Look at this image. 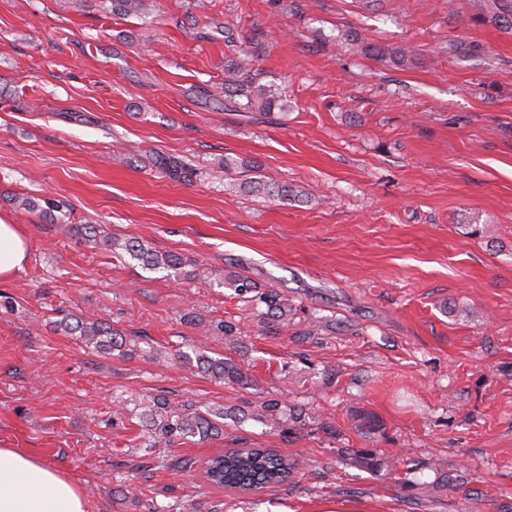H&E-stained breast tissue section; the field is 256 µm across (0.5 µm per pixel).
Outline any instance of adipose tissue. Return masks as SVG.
Masks as SVG:
<instances>
[{"mask_svg": "<svg viewBox=\"0 0 512 512\" xmlns=\"http://www.w3.org/2000/svg\"><path fill=\"white\" fill-rule=\"evenodd\" d=\"M28 243L17 225L0 219V279L23 270ZM0 512H88L78 487L47 462L0 448Z\"/></svg>", "mask_w": 512, "mask_h": 512, "instance_id": "adipose-tissue-1", "label": "adipose tissue"}]
</instances>
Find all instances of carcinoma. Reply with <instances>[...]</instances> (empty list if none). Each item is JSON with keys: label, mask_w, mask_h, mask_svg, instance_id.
<instances>
[{"label": "carcinoma", "mask_w": 512, "mask_h": 512, "mask_svg": "<svg viewBox=\"0 0 512 512\" xmlns=\"http://www.w3.org/2000/svg\"><path fill=\"white\" fill-rule=\"evenodd\" d=\"M479 18L485 22L512 32V0H477ZM112 13L123 16H146L150 13L149 0H112ZM241 59L227 62L224 72V108L235 112L260 113L269 115L274 110L288 109L287 96L273 83L261 82V74L250 67L248 53L240 51ZM156 164L166 176L181 180L194 174V169L178 158H162ZM242 171L247 178L240 183L245 191L261 193L281 201H300L307 194L294 187L281 185L261 174L258 164L238 162L224 158V172ZM18 206L26 211H38L55 224H63L70 218V205L63 199L17 197ZM72 230L82 235L86 242L96 247L112 248L117 257L127 255L141 268L151 272H176L184 262L170 252H160L137 238L120 240L109 235H100L90 224H76ZM224 287L236 294H251L250 301L266 307V314L282 315L288 308V298L271 291L260 292L255 283L247 278L229 273L224 275ZM65 332L79 337L103 353L127 345L123 335L105 322H85L66 317L59 322ZM197 368L219 379L239 381L243 378L241 369L230 359L211 357L205 353L196 355ZM227 413L221 409L202 411L181 410L173 407L166 399L157 398L147 404L140 414L143 423L142 439L145 452H150L174 439L199 436L205 438L224 427ZM339 462L372 474L394 472L385 459L373 450L363 448L339 457ZM204 481L219 490L250 492L276 487L288 483L298 474V461L283 456L271 448H231L205 460L201 468Z\"/></svg>", "instance_id": "obj_1"}]
</instances>
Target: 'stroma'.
<instances>
[{
    "instance_id": "stroma-1",
    "label": "stroma",
    "mask_w": 512,
    "mask_h": 512,
    "mask_svg": "<svg viewBox=\"0 0 512 512\" xmlns=\"http://www.w3.org/2000/svg\"><path fill=\"white\" fill-rule=\"evenodd\" d=\"M156 2L140 18L111 0H0V217L29 246L0 280V445L59 468L89 512H512V33L475 0ZM242 50L288 113L200 98ZM159 155L197 176L166 177ZM228 157L308 199L244 191ZM19 196L68 200L71 224L187 266L143 270ZM228 270L286 295L287 319L225 288ZM67 315L134 351L98 352L59 328ZM193 348L246 384L201 373L181 357ZM156 397L225 410L226 428L145 456L139 413ZM271 399L304 417L267 421ZM235 436L299 458L298 480L218 492L198 465ZM347 448L426 489L337 464ZM436 462L458 486L433 487ZM313 512H376L379 508L362 501L325 502L316 506Z\"/></svg>"
}]
</instances>
